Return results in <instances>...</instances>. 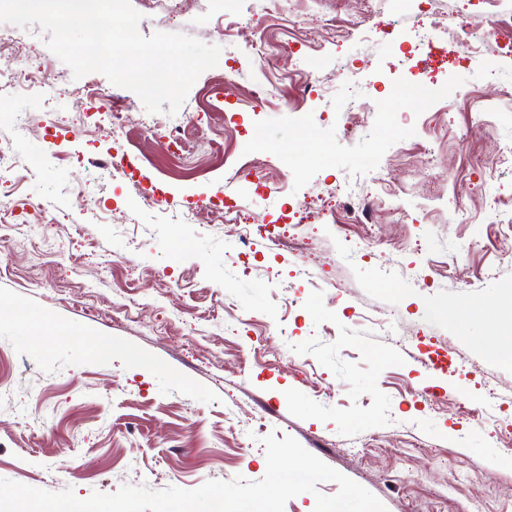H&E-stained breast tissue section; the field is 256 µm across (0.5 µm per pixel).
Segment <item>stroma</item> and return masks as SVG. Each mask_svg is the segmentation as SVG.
Listing matches in <instances>:
<instances>
[{
  "instance_id": "obj_1",
  "label": "stroma",
  "mask_w": 512,
  "mask_h": 512,
  "mask_svg": "<svg viewBox=\"0 0 512 512\" xmlns=\"http://www.w3.org/2000/svg\"><path fill=\"white\" fill-rule=\"evenodd\" d=\"M367 2L289 0V32L237 24L222 37L223 13L257 14L262 0H131L142 35L179 32L221 49L179 112L160 117L175 126L199 114L216 140L190 165L166 139L144 133L148 113L125 88L116 91L130 108L123 132L73 137L85 81L110 82L99 73L74 79L36 31L21 30L46 63L38 78L58 94L47 103L17 96L28 131L18 137L0 125V138L22 161L14 199L38 198L58 221L33 224L20 213L26 233L0 232V478L81 499L125 484L256 481L265 448L246 445L258 429L295 438L387 512H456L473 496L488 512H512V451L491 438L488 420L469 414L490 389L493 414L512 420V169L501 168L512 144V101L503 96L512 91V57L490 43L431 70L399 42L409 26L403 0L381 2L380 22L394 15L397 27L368 39L349 34ZM261 37L274 74L289 77L282 106L251 99L263 74L245 48ZM305 38L315 93L293 49ZM229 66L240 75L219 101L211 79ZM483 70L492 76L477 95L492 111L440 112L423 92L469 85ZM372 80L369 112L349 117L353 93ZM351 118L358 131L349 137ZM249 139L255 165L285 185L250 205L251 222L289 218L302 251L269 248L259 236L242 248L222 221L176 220L204 197L231 203L251 193L237 172ZM126 145L140 158L139 185L104 186L97 215H88L73 187L89 180V157ZM379 167L404 215L376 204L364 216L340 209L306 218L313 198L339 188L374 195ZM153 185L165 199L148 208L140 190ZM423 194L455 195L470 223L419 209ZM491 206L502 223H489ZM307 262L328 287L294 277ZM392 326L407 340L391 341ZM431 338L446 346V372L416 360ZM422 386L446 403L416 400Z\"/></svg>"
}]
</instances>
